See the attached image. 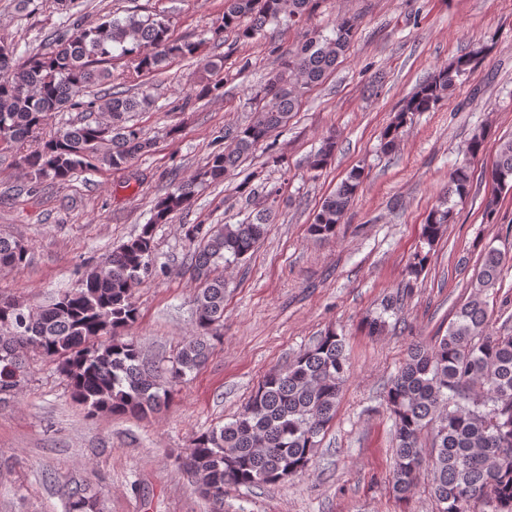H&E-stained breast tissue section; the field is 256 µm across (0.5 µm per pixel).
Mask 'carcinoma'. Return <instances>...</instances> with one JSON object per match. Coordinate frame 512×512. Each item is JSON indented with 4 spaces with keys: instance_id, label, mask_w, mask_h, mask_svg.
Segmentation results:
<instances>
[{
    "instance_id": "obj_1",
    "label": "carcinoma",
    "mask_w": 512,
    "mask_h": 512,
    "mask_svg": "<svg viewBox=\"0 0 512 512\" xmlns=\"http://www.w3.org/2000/svg\"><path fill=\"white\" fill-rule=\"evenodd\" d=\"M316 0H224L223 25L209 30L210 40H224L234 30L244 40L264 35L266 26L301 21ZM355 18L338 16L331 35L305 32L284 50L279 68L271 71L254 93L264 105L242 127L224 129V150L214 153L195 177L178 184L154 205L150 223L120 245L104 270L87 272L75 288L65 289L43 308H27L0 297V403L16 397L29 378L27 354L56 362L75 401L91 415L99 413L144 418L166 406L169 391L159 383L138 344L122 339L137 321L134 289L157 272L153 227L167 223L185 209L199 185L221 182L241 160L253 153L275 130L286 126L304 93L323 82L350 48ZM197 45L173 38L163 15L145 19L132 13L108 17L94 26L76 25L44 53L24 61L15 49L0 46V151L20 149L37 137L51 115L65 109L95 110L106 121L86 120L39 140L20 156L31 176L30 191L42 180L62 182L78 170L102 165L119 169L146 151L150 141L130 123V114L150 105L148 98L109 91L100 99L80 101L87 89L108 83L116 56L128 57L139 72H155L173 57H192ZM478 48L438 69L404 98L382 135L381 147H398L400 128L418 112L441 106L448 92L464 83L483 59ZM213 79L197 97L223 89L216 75L222 62L207 59ZM336 139L325 137L310 160L323 169ZM364 171L353 167L325 197L311 224L310 235L328 238L344 223ZM491 192L484 213H497L499 192L512 188V137L499 140L497 157L488 173ZM471 190L469 167L461 164L449 176L448 188L431 210L422 230L423 246L415 253L409 274L425 269L431 251L453 219L455 199ZM272 208L251 212L238 224L205 228L191 224L185 231L195 244L190 272L200 283L195 298L196 333L185 338L168 369L176 383L205 366L217 327L224 323V276L219 267L244 259L264 239ZM28 246L0 236V269L24 264ZM509 263L491 244L481 249L470 293L460 304L446 334L413 345L388 385L385 401L394 422L392 492L400 501L415 493L423 469L433 473L431 495L436 512H512V334L488 330L490 296ZM398 309V299L383 304V313L368 322L371 333L386 326L384 315ZM349 373L343 337L334 331L288 362L263 376L234 421L197 436L191 448L175 457L198 492L223 512L224 488L232 485L277 484L303 474L317 451L318 437L336 415L343 382ZM431 449L422 448L423 432ZM65 512H102L98 493L88 483L61 489Z\"/></svg>"
}]
</instances>
